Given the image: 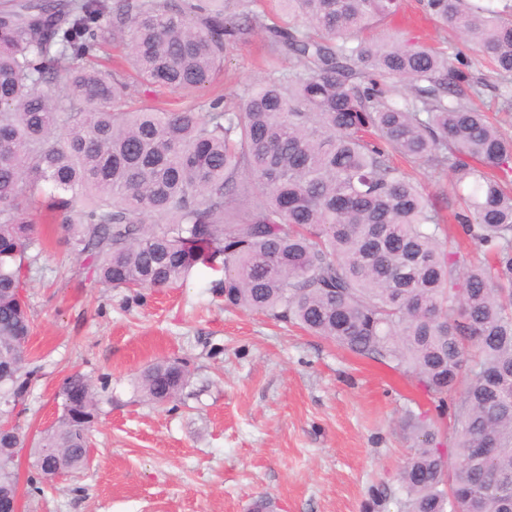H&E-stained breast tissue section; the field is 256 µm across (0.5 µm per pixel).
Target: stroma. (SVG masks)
Wrapping results in <instances>:
<instances>
[{
	"label": "stroma",
	"instance_id": "35a3bbf8",
	"mask_svg": "<svg viewBox=\"0 0 512 512\" xmlns=\"http://www.w3.org/2000/svg\"><path fill=\"white\" fill-rule=\"evenodd\" d=\"M367 39L420 42L447 50L483 78L481 97L497 109L512 87L470 43L425 18L420 0ZM264 35L227 49L224 67L203 90L134 85L131 105L239 103L265 75ZM42 250L26 272L33 331L32 380L12 419L33 439L61 414L59 385L79 372L108 389L91 437V464L43 483L29 448L15 457L20 512H401L398 475L415 440L406 413L435 415L414 380L333 342L264 315L224 306L214 274L138 292L90 284L55 224L37 227ZM164 359L186 363L179 397L158 407L134 390L137 376Z\"/></svg>",
	"mask_w": 512,
	"mask_h": 512
}]
</instances>
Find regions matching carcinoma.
<instances>
[{
    "label": "carcinoma",
    "mask_w": 512,
    "mask_h": 512,
    "mask_svg": "<svg viewBox=\"0 0 512 512\" xmlns=\"http://www.w3.org/2000/svg\"><path fill=\"white\" fill-rule=\"evenodd\" d=\"M233 0H0V419H11L32 372L25 271L44 222L61 225L88 278L137 290L202 265L224 277V305L262 313L414 378L445 405L458 390L455 447L443 417L408 414L419 439L399 472L405 512H512V137L474 105L483 82L427 44L346 36L395 16L400 0H282L281 12L237 13ZM423 0L512 76V5ZM264 34L292 63L272 68L232 109L193 105L121 111L129 75L95 66L114 41L136 80L202 88L224 52ZM407 83L402 101L390 79ZM65 81L63 94L44 85ZM427 164L466 187L440 223L400 163ZM249 205L230 213L246 187ZM485 255L474 262L467 245ZM189 371L160 360L137 391L162 406ZM74 373L62 413L33 448L79 458L100 391ZM491 444L470 459L465 448ZM19 432L0 437V482H17Z\"/></svg>",
    "instance_id": "carcinoma-1"
}]
</instances>
